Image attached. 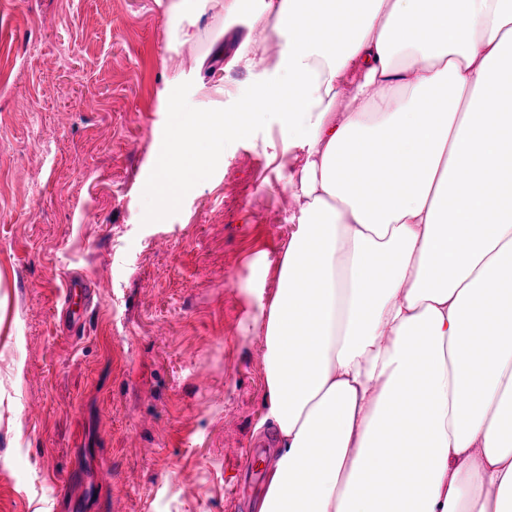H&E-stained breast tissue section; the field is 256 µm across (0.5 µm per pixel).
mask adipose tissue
I'll use <instances>...</instances> for the list:
<instances>
[{
    "instance_id": "1",
    "label": "adipose tissue",
    "mask_w": 512,
    "mask_h": 512,
    "mask_svg": "<svg viewBox=\"0 0 512 512\" xmlns=\"http://www.w3.org/2000/svg\"><path fill=\"white\" fill-rule=\"evenodd\" d=\"M166 166L276 115L301 153L251 294L274 459L258 512H512V0H261ZM351 109H344V102Z\"/></svg>"
}]
</instances>
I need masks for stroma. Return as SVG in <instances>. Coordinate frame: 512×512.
Listing matches in <instances>:
<instances>
[{"label":"stroma","mask_w":512,"mask_h":512,"mask_svg":"<svg viewBox=\"0 0 512 512\" xmlns=\"http://www.w3.org/2000/svg\"><path fill=\"white\" fill-rule=\"evenodd\" d=\"M179 45L156 0H0V512H71L78 469L106 512H252L271 461L255 431L265 363L259 309L292 231V154L275 115L150 204L181 103L263 78ZM90 279L83 324L61 317L69 276Z\"/></svg>","instance_id":"1"}]
</instances>
